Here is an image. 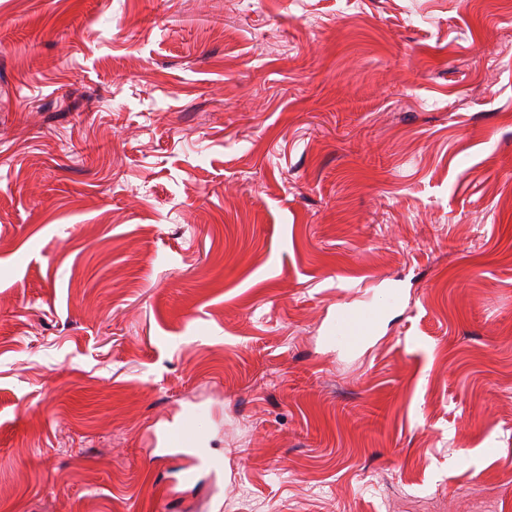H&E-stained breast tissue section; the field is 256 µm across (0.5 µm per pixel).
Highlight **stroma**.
Returning a JSON list of instances; mask_svg holds the SVG:
<instances>
[{"instance_id":"stroma-1","label":"stroma","mask_w":512,"mask_h":512,"mask_svg":"<svg viewBox=\"0 0 512 512\" xmlns=\"http://www.w3.org/2000/svg\"><path fill=\"white\" fill-rule=\"evenodd\" d=\"M217 488L512 512V0H0V512ZM372 316V313L363 310L340 308L331 323V337L345 348H358L364 340L362 334L368 330V320ZM194 419L191 412L186 413L181 422L169 432L163 448H150V453H165L176 451L183 457L187 464L181 474V485L184 487L194 486L198 479L199 468L206 465L214 472L221 467L222 461L219 457L212 455L209 448H203L200 437L191 438L184 435V431L193 428Z\"/></svg>"}]
</instances>
